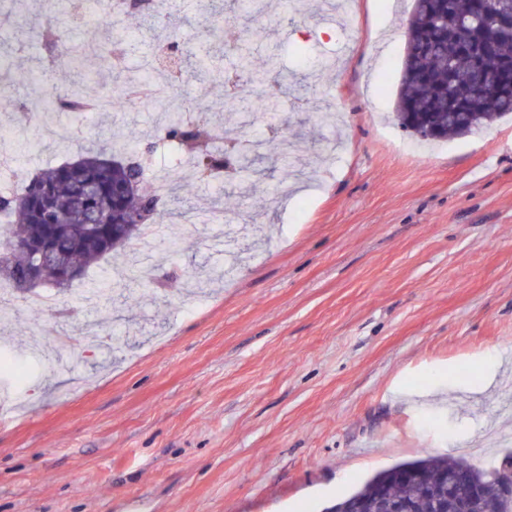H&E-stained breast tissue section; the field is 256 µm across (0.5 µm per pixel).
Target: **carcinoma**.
Listing matches in <instances>:
<instances>
[{"label": "carcinoma", "mask_w": 512, "mask_h": 512, "mask_svg": "<svg viewBox=\"0 0 512 512\" xmlns=\"http://www.w3.org/2000/svg\"><path fill=\"white\" fill-rule=\"evenodd\" d=\"M37 36L54 48L47 65L32 67L28 80L43 81L45 70L59 68L71 76L61 90L46 92L33 99L30 112L42 121L60 114L68 116L73 133H82L84 110L93 105L108 112L114 108L115 96L100 92L89 97L91 87L100 85L103 65L112 64V39L126 31L92 42V53L83 50L84 42L69 37L57 26L56 0H41L34 18ZM475 42L481 51V66L491 79L501 78L503 66L512 63V35L497 31V22L488 9L487 0H414L406 22V48L400 83L396 94L395 117L411 136L420 141H436L471 135L507 114H512V83L496 92L490 91L475 73L474 57L464 51L461 40ZM181 60L191 76L199 81L213 71L206 57L187 43L177 44ZM277 58L265 67H253L246 46L238 51V68L251 91L253 109L268 114L280 108L282 88L288 78L276 75ZM22 72L3 66L0 90L6 98L14 97L15 82ZM154 109L164 116L162 137L156 150L168 146L195 159L200 171L214 175L224 170L227 155L222 151L199 152L202 143L217 138L215 124L202 117L193 124L184 121L192 110L190 101L169 93L152 99ZM78 165L66 163L41 168L26 180L20 193L0 195V239L5 250L0 254V280L21 289L27 282L32 255L17 243H44L48 229H58L53 246L66 253V263L84 272L115 254L127 256L126 248L140 237L142 227L131 223L141 213L146 223L160 224L171 215L168 203L180 200L181 185L173 186L164 197L148 190L131 194L130 180H143L141 164L133 167L112 163L106 145L91 142L77 158ZM92 183L97 192L88 195L83 186ZM95 216L110 237L94 234L85 228L89 216ZM43 283L68 291L73 283L62 282L55 267L42 270ZM111 274L87 283V290L104 296L113 290ZM512 463L508 453L495 461L489 470H480L458 458L427 456L397 464L364 481L359 488L336 502L325 512H386L391 505L404 504L410 512H455L456 503L468 502V512H512L507 508L491 510V502L468 500L470 484L486 481Z\"/></svg>", "instance_id": "obj_1"}]
</instances>
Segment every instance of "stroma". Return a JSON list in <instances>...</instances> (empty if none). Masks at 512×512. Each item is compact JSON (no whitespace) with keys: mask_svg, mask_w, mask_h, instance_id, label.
I'll return each mask as SVG.
<instances>
[{"mask_svg":"<svg viewBox=\"0 0 512 512\" xmlns=\"http://www.w3.org/2000/svg\"><path fill=\"white\" fill-rule=\"evenodd\" d=\"M20 18L0 27L15 67L49 55ZM412 0H357L365 36L322 17L318 0L245 15L235 33L207 22L208 0H164L179 39L223 73L229 38L285 71L338 59L317 86L254 114L244 139L294 142L244 190L232 178L188 179L189 220L164 224L177 248L152 251V278L89 304L18 306L0 331L22 365L50 371L20 391L0 425V512H324L364 478L400 462L450 456L490 468L512 452V115L432 146L393 121ZM71 38L133 30L122 62L159 59L165 26L105 19L93 0L57 13ZM174 91L212 105L216 123L249 111L224 81L186 77ZM159 115L148 105L94 114L89 136L115 146L134 128L146 152ZM25 180L76 158L80 141H33L0 104ZM92 327L71 356L58 344ZM496 357L497 383L481 389Z\"/></svg>","mask_w":512,"mask_h":512,"instance_id":"35a3bbf8","label":"stroma"}]
</instances>
